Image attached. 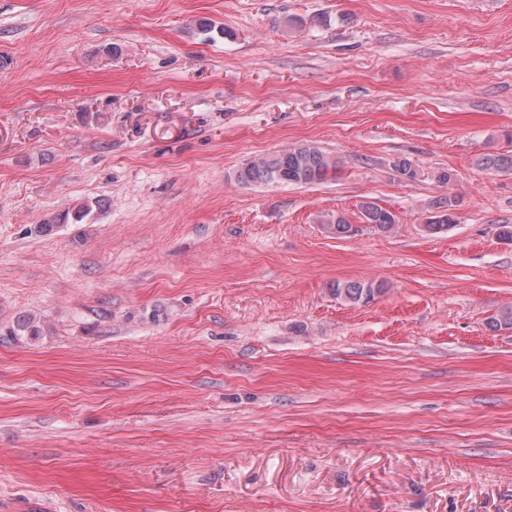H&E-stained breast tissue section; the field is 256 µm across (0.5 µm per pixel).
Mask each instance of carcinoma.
Listing matches in <instances>:
<instances>
[{"instance_id":"cac0c4a2","label":"carcinoma","mask_w":512,"mask_h":512,"mask_svg":"<svg viewBox=\"0 0 512 512\" xmlns=\"http://www.w3.org/2000/svg\"><path fill=\"white\" fill-rule=\"evenodd\" d=\"M480 166L492 172L512 171V152L481 159ZM338 167V160L312 143L292 145L268 156H260L247 162L236 172L237 181L244 184H311L323 180L329 171ZM432 208L437 210L438 220L432 224V230L438 232L454 223V205L452 200L436 201ZM362 220L381 232L392 231L396 216L389 210L371 202L360 205ZM323 223L338 238L353 235L352 224L341 214H329ZM336 297L349 303H368L375 296L383 293L382 285L373 283L346 281L338 282L331 288ZM17 339L25 336L34 337L38 330L30 318H20L10 331Z\"/></svg>"}]
</instances>
